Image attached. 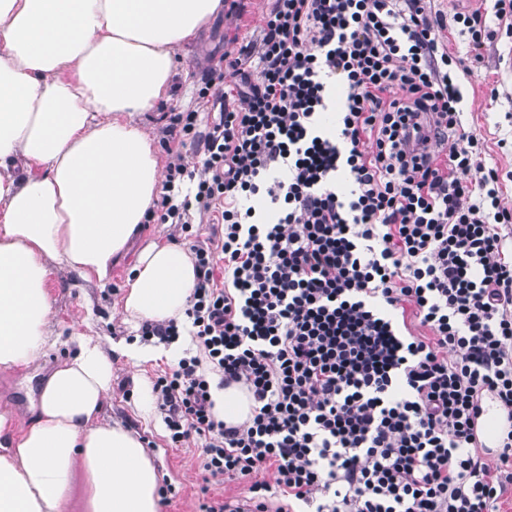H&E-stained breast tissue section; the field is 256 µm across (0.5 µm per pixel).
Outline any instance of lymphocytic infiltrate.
Returning a JSON list of instances; mask_svg holds the SVG:
<instances>
[{
  "mask_svg": "<svg viewBox=\"0 0 512 512\" xmlns=\"http://www.w3.org/2000/svg\"><path fill=\"white\" fill-rule=\"evenodd\" d=\"M446 28L435 0H272L259 39L210 69L236 78L200 91L217 118H171L203 159L174 155L159 220L186 233L196 211L224 234L194 249L188 330L142 335L200 350L154 390L172 444L204 439V471L246 488L205 512H501L512 497V425L491 458L472 433L484 400L512 416V207L464 129ZM452 137L443 157L412 149ZM205 361L250 394L243 424L214 417Z\"/></svg>",
  "mask_w": 512,
  "mask_h": 512,
  "instance_id": "lymphocytic-infiltrate-1",
  "label": "lymphocytic infiltrate"
}]
</instances>
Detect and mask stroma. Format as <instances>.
I'll return each mask as SVG.
<instances>
[{
  "label": "stroma",
  "mask_w": 512,
  "mask_h": 512,
  "mask_svg": "<svg viewBox=\"0 0 512 512\" xmlns=\"http://www.w3.org/2000/svg\"><path fill=\"white\" fill-rule=\"evenodd\" d=\"M271 0H226L223 10L211 16L188 42L176 50L177 68L172 77L169 98L138 118L147 131L157 154L159 167H167L170 158L162 147L167 137L171 113L188 109L207 115L197 92L210 66L224 54L260 36ZM470 75L459 83L464 95L465 129L485 138V166L498 169L503 197L512 205V32L497 30L485 40ZM195 236L188 237L179 227L159 221L142 225L133 242L112 268L108 283L82 279L74 271L52 265L49 286L53 296V330L78 332L101 341L133 342L141 329L127 322L121 298L127 278L138 254L151 242L164 239L183 251L209 243L221 236V225L207 217L193 215ZM59 345L32 365L22 369L0 370V410L11 411L16 425H24L32 416L41 387L48 373L67 355ZM112 384L100 420L117 424L133 432L152 457L161 486L169 494L161 512H202L211 502L239 495L243 487L219 478L206 479L202 467L203 442L190 438L182 447H173L160 412L143 416L137 403L136 385L153 388L157 376L175 366V359L161 357L140 364L112 352Z\"/></svg>",
  "instance_id": "obj_1"
}]
</instances>
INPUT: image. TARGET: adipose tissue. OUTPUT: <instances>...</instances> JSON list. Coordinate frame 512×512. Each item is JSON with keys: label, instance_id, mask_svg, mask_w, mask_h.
<instances>
[{"label": "adipose tissue", "instance_id": "1", "mask_svg": "<svg viewBox=\"0 0 512 512\" xmlns=\"http://www.w3.org/2000/svg\"><path fill=\"white\" fill-rule=\"evenodd\" d=\"M224 0H0V368L56 346L53 263L107 283L146 220L160 172L134 121L166 98L175 50ZM197 283L191 258L161 240L123 295L134 322L181 318ZM73 355L46 380L34 417L0 411V512H161L142 441L101 423L112 360L72 334ZM212 413L245 422L253 402L220 375Z\"/></svg>", "mask_w": 512, "mask_h": 512}]
</instances>
